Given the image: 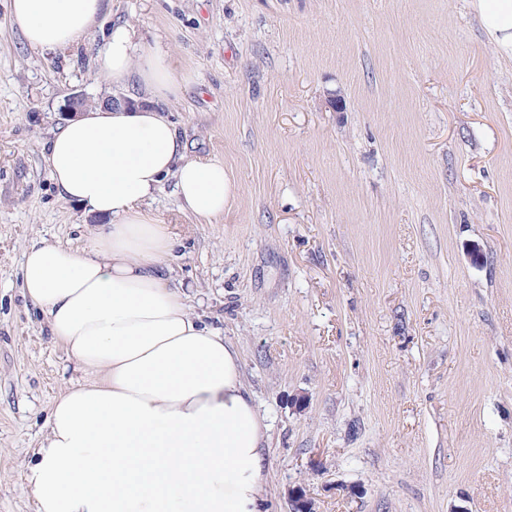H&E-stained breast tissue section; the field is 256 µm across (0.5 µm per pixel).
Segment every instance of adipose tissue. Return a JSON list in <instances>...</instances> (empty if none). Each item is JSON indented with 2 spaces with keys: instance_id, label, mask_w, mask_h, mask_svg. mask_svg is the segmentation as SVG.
Segmentation results:
<instances>
[{
  "instance_id": "obj_1",
  "label": "adipose tissue",
  "mask_w": 512,
  "mask_h": 512,
  "mask_svg": "<svg viewBox=\"0 0 512 512\" xmlns=\"http://www.w3.org/2000/svg\"><path fill=\"white\" fill-rule=\"evenodd\" d=\"M112 0H11L27 44L74 46ZM490 37L512 54V0H476ZM113 85L138 80L133 108L92 106L66 120L43 152L61 198L102 220L80 249L32 244L20 277L51 337L88 376L52 404L25 480L35 512H264L267 425L238 349L207 328L163 272L173 242L145 206L173 179L182 209L224 214L223 161L185 156L162 104L180 82L162 49L139 53L130 25L99 58Z\"/></svg>"
}]
</instances>
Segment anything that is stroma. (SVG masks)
I'll list each match as a JSON object with an SVG mask.
<instances>
[{
	"instance_id": "1",
	"label": "stroma",
	"mask_w": 512,
	"mask_h": 512,
	"mask_svg": "<svg viewBox=\"0 0 512 512\" xmlns=\"http://www.w3.org/2000/svg\"><path fill=\"white\" fill-rule=\"evenodd\" d=\"M116 23L169 54L163 109L230 177L212 223L170 179L149 206L171 282L241 354L267 512L298 486L317 512H512V58L473 0H112L58 54L0 0V512H35L23 472L87 378L19 274L97 227L43 145L72 92L141 96L96 63Z\"/></svg>"
}]
</instances>
